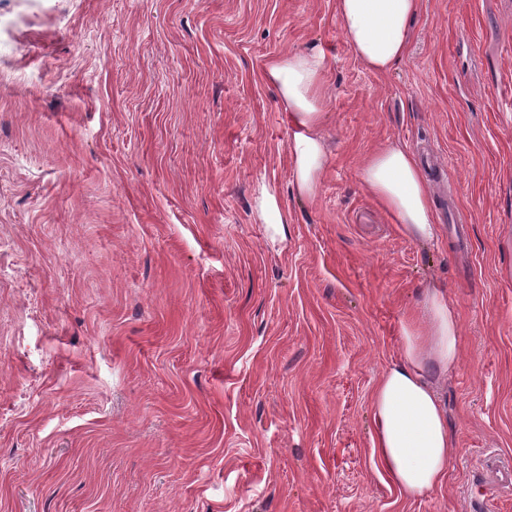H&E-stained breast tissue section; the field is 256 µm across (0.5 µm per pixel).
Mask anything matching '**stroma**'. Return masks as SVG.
I'll return each mask as SVG.
<instances>
[{
  "label": "stroma",
  "mask_w": 512,
  "mask_h": 512,
  "mask_svg": "<svg viewBox=\"0 0 512 512\" xmlns=\"http://www.w3.org/2000/svg\"><path fill=\"white\" fill-rule=\"evenodd\" d=\"M0 42V512H512L475 485L512 462V0H422L383 78L335 0H0ZM315 45L305 201L260 72ZM395 140L446 162L438 243L358 180ZM432 284L461 324L458 451L409 501L372 465L369 396ZM276 189L272 185L262 186L260 196L257 200L256 211L263 224H275L274 234H282L283 225L287 224L288 218L275 205Z\"/></svg>",
  "instance_id": "obj_1"
}]
</instances>
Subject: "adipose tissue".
<instances>
[{
  "label": "adipose tissue",
  "instance_id": "obj_1",
  "mask_svg": "<svg viewBox=\"0 0 512 512\" xmlns=\"http://www.w3.org/2000/svg\"><path fill=\"white\" fill-rule=\"evenodd\" d=\"M421 0H335L336 15L355 57L377 76L389 74L408 53V29ZM322 49L271 58L261 76L279 99L288 128V155L299 196L314 200L328 163L322 135L328 99ZM361 184L390 211L403 234L427 244L438 238L421 167L405 145L392 141L360 166ZM402 354L376 381L370 454L376 470L407 500L444 483L457 448L436 385L460 360V323L445 289L426 287L400 330Z\"/></svg>",
  "mask_w": 512,
  "mask_h": 512
}]
</instances>
